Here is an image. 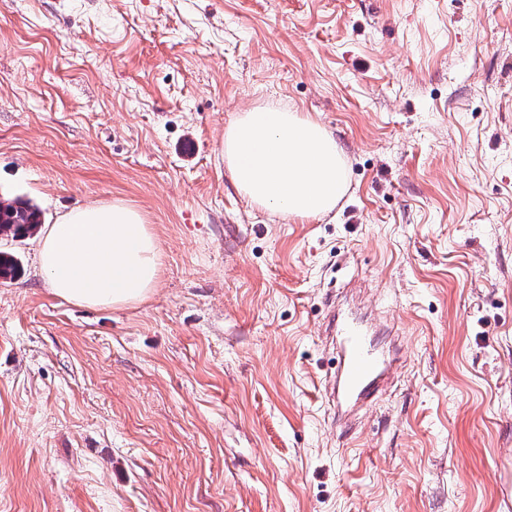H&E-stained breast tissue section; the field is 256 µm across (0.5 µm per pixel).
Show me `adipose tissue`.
<instances>
[{
	"label": "adipose tissue",
	"mask_w": 512,
	"mask_h": 512,
	"mask_svg": "<svg viewBox=\"0 0 512 512\" xmlns=\"http://www.w3.org/2000/svg\"><path fill=\"white\" fill-rule=\"evenodd\" d=\"M39 259L53 293L69 302L121 308L147 299L158 246L140 212L121 202L73 209L48 225Z\"/></svg>",
	"instance_id": "1"
}]
</instances>
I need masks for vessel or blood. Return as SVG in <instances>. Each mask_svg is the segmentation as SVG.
<instances>
[{"instance_id":"obj_1","label":"vessel or blood","mask_w":512,"mask_h":512,"mask_svg":"<svg viewBox=\"0 0 512 512\" xmlns=\"http://www.w3.org/2000/svg\"><path fill=\"white\" fill-rule=\"evenodd\" d=\"M327 331L340 346L339 368L325 387L329 406L340 410L366 402L388 374L390 362L376 351L367 327L358 320H331Z\"/></svg>"}]
</instances>
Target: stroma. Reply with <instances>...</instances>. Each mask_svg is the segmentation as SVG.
<instances>
[{"label": "stroma", "instance_id": "1", "mask_svg": "<svg viewBox=\"0 0 512 512\" xmlns=\"http://www.w3.org/2000/svg\"><path fill=\"white\" fill-rule=\"evenodd\" d=\"M318 121L348 190L253 206L224 130ZM120 201L144 302L54 295L0 236V512H499L512 453V0H0V198ZM375 325L389 388L333 425L325 324Z\"/></svg>", "mask_w": 512, "mask_h": 512}]
</instances>
